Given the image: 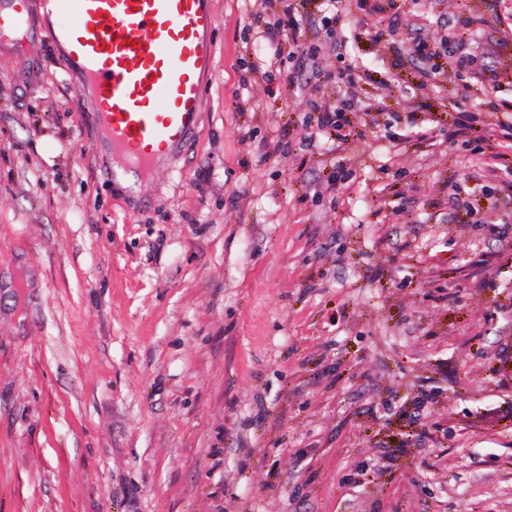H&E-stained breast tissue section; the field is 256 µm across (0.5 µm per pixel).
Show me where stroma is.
<instances>
[{"instance_id": "35a3bbf8", "label": "stroma", "mask_w": 512, "mask_h": 512, "mask_svg": "<svg viewBox=\"0 0 512 512\" xmlns=\"http://www.w3.org/2000/svg\"><path fill=\"white\" fill-rule=\"evenodd\" d=\"M31 9L0 49V512H512V186L459 133L512 100L502 0L337 30L325 96L349 71L376 110L336 149L254 0H214L199 124L134 193ZM416 13L478 22L493 88L445 53L423 84ZM258 11L253 12L251 15L252 21L248 24V33H253L254 45L256 50L260 53V60L271 68L275 65H280L282 57L286 54L288 57H295L296 52H300V59L314 60L320 54V49L317 46H310L306 48L303 43H300L295 34V25L290 16V8H284V14H288V35L282 40H277V35H280L281 21L277 20L271 23L265 17L268 16L267 11L272 9L275 0H261ZM289 47V51H288ZM287 49V51H286ZM296 51V52H295ZM495 162L493 164L485 163L484 166H479L475 169L470 178L476 181H481L488 178H499L503 173H509L511 168V155L505 153H497L493 156Z\"/></svg>"}]
</instances>
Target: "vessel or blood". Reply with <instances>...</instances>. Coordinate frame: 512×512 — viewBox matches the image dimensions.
Wrapping results in <instances>:
<instances>
[{
  "mask_svg": "<svg viewBox=\"0 0 512 512\" xmlns=\"http://www.w3.org/2000/svg\"><path fill=\"white\" fill-rule=\"evenodd\" d=\"M50 42L78 97L92 98L113 179H145L196 128L214 67L213 0H43ZM27 0H0V32L21 30Z\"/></svg>",
  "mask_w": 512,
  "mask_h": 512,
  "instance_id": "1",
  "label": "vessel or blood"
}]
</instances>
